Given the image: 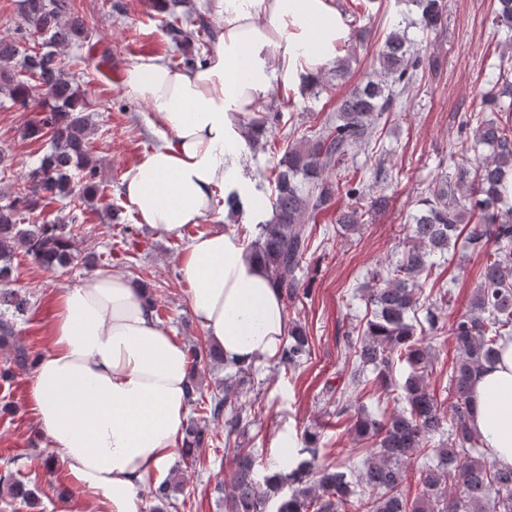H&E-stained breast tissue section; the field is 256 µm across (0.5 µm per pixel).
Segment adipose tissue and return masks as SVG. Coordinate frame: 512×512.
<instances>
[{"mask_svg": "<svg viewBox=\"0 0 512 512\" xmlns=\"http://www.w3.org/2000/svg\"><path fill=\"white\" fill-rule=\"evenodd\" d=\"M208 10L216 47L203 64L175 69L149 57L127 70V87L148 101L153 126L175 138L124 175L140 223L162 235L223 220L220 191L250 213L253 195L240 174L242 116L273 86L296 85L334 61L350 37L334 0H208ZM180 272L195 319L226 363L246 368L278 358L287 334L282 296L236 230L219 226L193 239ZM188 371L185 345L125 275L97 272L58 294L29 401L69 478L99 512H142V490L171 468ZM473 402L472 426L496 464L512 467V340L476 379Z\"/></svg>", "mask_w": 512, "mask_h": 512, "instance_id": "adipose-tissue-1", "label": "adipose tissue"}]
</instances>
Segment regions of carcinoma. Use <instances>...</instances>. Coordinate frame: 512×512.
Returning a JSON list of instances; mask_svg holds the SVG:
<instances>
[{
    "label": "carcinoma",
    "instance_id": "carcinoma-1",
    "mask_svg": "<svg viewBox=\"0 0 512 512\" xmlns=\"http://www.w3.org/2000/svg\"><path fill=\"white\" fill-rule=\"evenodd\" d=\"M418 15L414 24L436 34L443 23L440 0H406ZM494 32H508L498 63L483 71L484 107L492 112H512V0H495ZM17 30L31 31L42 39L40 51L19 55V42L0 39V96L24 109L36 103L39 118L27 136H49L37 166L24 176L22 189L0 192V347L11 351L9 365L0 371L6 379L13 368H31L36 356L15 342L17 318L26 312L28 299L9 287L15 258L24 254L38 266L57 272L75 262L94 265L93 254H81L75 237L81 224L74 210L45 224H24L21 212H34L46 200L86 202L99 191V165L92 156L95 124L87 113L84 91L65 70L58 51L82 46L88 24L75 0H17ZM175 45L215 38L208 19L196 17V28L187 31L178 18L165 22ZM380 70L336 104V115L319 126H310L286 144L276 166L271 220L258 225L259 237L250 244L262 260L284 301H295L305 292L302 271L313 238L317 217L346 197L350 207L339 212L336 223L350 231L361 223L363 201L369 196L367 176L350 169L353 150L368 144L383 114L428 65L414 50L405 33L388 34L379 53ZM36 78L42 93L31 95V86L17 78L20 71ZM242 117L248 139L260 143L265 122ZM462 128L472 130L476 159L469 168L450 176L438 175L418 212L410 220V244L400 257L375 272L373 284L363 289L369 316L356 340H347L346 359L356 366L348 374L352 391L374 398L381 410L368 413L347 398L349 390L325 386L327 403L336 418H354L351 429L369 449L354 473L342 465L318 464V437L305 434L310 459L284 477L275 473L264 483L256 478L257 457L247 448L235 449V476L224 489V512H267L271 495L283 481L294 486L278 512H512V468L489 460L479 434L470 425L472 385L478 373L493 366L500 342L512 335V204L506 183L512 178V125L486 118L481 111L464 114ZM468 227L466 241L482 257L481 281L469 300V309L453 324L450 336L457 357L448 370L445 389L453 394L452 413L438 402L428 382L437 357L435 341L443 334L442 311L450 302L445 288L424 292L421 276L448 262L449 249ZM312 348L305 329H288V343L279 354L282 365L301 366ZM187 404L194 416L184 428L182 455L196 458L199 449L213 442L206 419H224V438L241 435L256 422L254 406L239 402L234 388L243 368L224 379L219 394L205 396L199 365L224 364L221 352L193 345ZM406 363L409 374L402 385L394 383L397 365ZM425 456L430 463L417 471L415 497L406 487L411 460ZM0 486L14 498L29 500L34 493L12 475H0ZM180 482L169 478L151 490L165 512Z\"/></svg>",
    "mask_w": 512,
    "mask_h": 512
}]
</instances>
